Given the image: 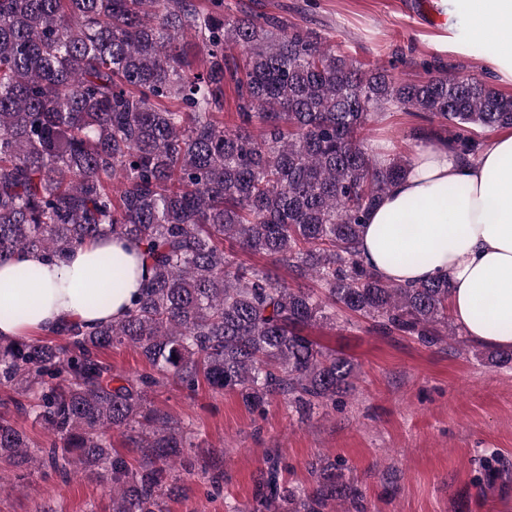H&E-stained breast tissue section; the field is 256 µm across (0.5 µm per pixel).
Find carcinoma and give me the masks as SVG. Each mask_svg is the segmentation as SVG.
<instances>
[{
  "label": "carcinoma",
  "instance_id": "cac0c4a2",
  "mask_svg": "<svg viewBox=\"0 0 512 512\" xmlns=\"http://www.w3.org/2000/svg\"><path fill=\"white\" fill-rule=\"evenodd\" d=\"M399 79L354 62L274 16L224 14V0H0V263L47 261L100 236L143 247L148 278L119 321L0 342V388L50 434L35 444L0 414V469L106 479L112 512H163L193 474L191 429L150 394L169 383L232 391L257 410L303 413L354 385V364L308 332L336 312L426 347L456 336L448 279L383 280L357 251L362 225L409 158L364 144L391 107L422 112L465 159L475 134L512 128V95L438 63ZM237 94L224 127V79ZM233 241L239 252L227 251ZM311 281L291 287L240 254ZM139 350L152 372L112 373L101 351ZM118 434L141 449L132 466ZM298 491L268 468L247 512H327L352 482L310 464Z\"/></svg>",
  "mask_w": 512,
  "mask_h": 512
}]
</instances>
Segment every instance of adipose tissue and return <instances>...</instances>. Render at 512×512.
<instances>
[{
  "instance_id": "obj_1",
  "label": "adipose tissue",
  "mask_w": 512,
  "mask_h": 512,
  "mask_svg": "<svg viewBox=\"0 0 512 512\" xmlns=\"http://www.w3.org/2000/svg\"><path fill=\"white\" fill-rule=\"evenodd\" d=\"M473 39L494 38L490 69L512 81V0H455ZM458 195H450V188ZM364 264L384 279L414 285L438 277L451 285L450 305L466 336L512 350V131L477 155L460 158L446 140L420 142L406 176L372 210L359 239ZM121 261L122 288L112 286ZM145 280L141 250L102 237L73 248L59 263L23 253L0 264V339L51 336L64 323L87 327L122 318ZM109 295L108 304L96 303ZM24 308V319L4 312ZM502 329L491 332V323Z\"/></svg>"
}]
</instances>
